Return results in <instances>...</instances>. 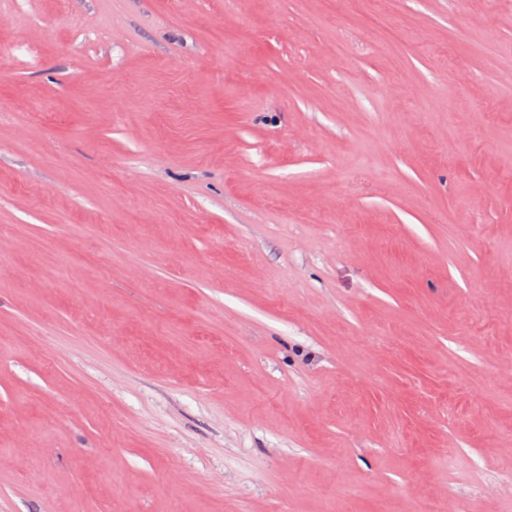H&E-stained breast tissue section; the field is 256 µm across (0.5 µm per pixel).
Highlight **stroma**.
Here are the masks:
<instances>
[{"instance_id": "obj_1", "label": "stroma", "mask_w": 512, "mask_h": 512, "mask_svg": "<svg viewBox=\"0 0 512 512\" xmlns=\"http://www.w3.org/2000/svg\"><path fill=\"white\" fill-rule=\"evenodd\" d=\"M370 7L0 0V512H512V0Z\"/></svg>"}]
</instances>
